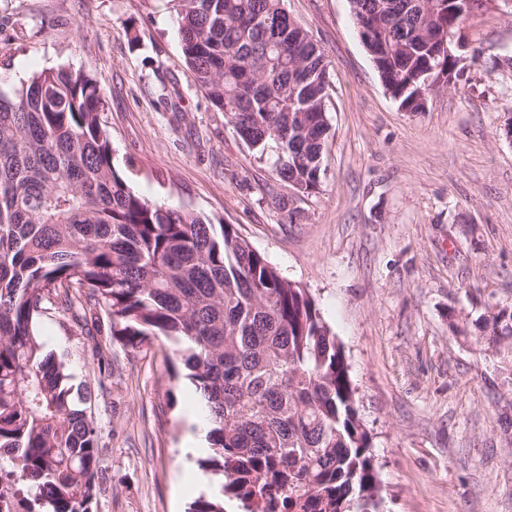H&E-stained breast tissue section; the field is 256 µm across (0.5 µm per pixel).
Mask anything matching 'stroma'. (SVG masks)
Wrapping results in <instances>:
<instances>
[{
    "label": "stroma",
    "mask_w": 512,
    "mask_h": 512,
    "mask_svg": "<svg viewBox=\"0 0 512 512\" xmlns=\"http://www.w3.org/2000/svg\"><path fill=\"white\" fill-rule=\"evenodd\" d=\"M331 65L318 192L255 161L192 81L171 0H0V87L95 77L115 168L144 197L236 225L305 288L341 343L373 435L383 512H512V365L479 325L512 305V0L463 24V77L407 112L383 88L349 0H285ZM102 448L95 512H186L183 441L203 403L161 339L88 338L41 320ZM112 362L100 380L97 359Z\"/></svg>",
    "instance_id": "stroma-1"
}]
</instances>
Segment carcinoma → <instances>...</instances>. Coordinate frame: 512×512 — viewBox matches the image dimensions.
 I'll use <instances>...</instances> for the list:
<instances>
[{
	"mask_svg": "<svg viewBox=\"0 0 512 512\" xmlns=\"http://www.w3.org/2000/svg\"><path fill=\"white\" fill-rule=\"evenodd\" d=\"M185 63L216 110L278 179L306 194L325 175L329 65L284 0H172ZM437 0H349L375 29L379 77L417 112L421 73L459 78L465 50L438 54L439 32L468 15ZM103 92L69 68L0 89V512H94L98 433L72 397L64 357L37 331L53 307L86 325L109 319L136 348L173 354L207 411L211 493L187 512H380L372 437L342 346L311 295L232 224L137 194L112 160ZM512 354V307L483 319Z\"/></svg>",
	"mask_w": 512,
	"mask_h": 512,
	"instance_id": "1",
	"label": "carcinoma"
}]
</instances>
